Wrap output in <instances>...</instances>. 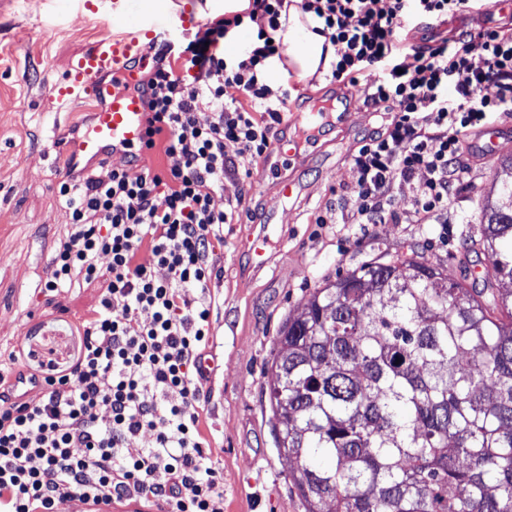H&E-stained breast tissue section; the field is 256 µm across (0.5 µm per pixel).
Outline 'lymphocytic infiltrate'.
I'll list each match as a JSON object with an SVG mask.
<instances>
[{
	"mask_svg": "<svg viewBox=\"0 0 512 512\" xmlns=\"http://www.w3.org/2000/svg\"><path fill=\"white\" fill-rule=\"evenodd\" d=\"M286 0H250L192 41L182 68L155 55L137 90L145 142L165 164L100 167L60 187L69 216L42 291H98L79 318L73 364L41 377L39 402L10 390L31 377L22 352L0 360V512H58L69 500L161 503L163 512H222L224 480L201 435L213 298L208 283L233 217L213 199L240 166L267 154L287 89L264 72L283 49ZM480 0H302L336 48V82H364L366 101L393 113L351 160L357 221L396 220L395 187L416 184L411 223L448 208L465 169L464 137L512 115V34L463 30L417 44L418 25L477 8ZM258 26L245 57L215 47L244 21ZM208 117H201V110ZM422 183H415L417 173ZM166 269L160 279L156 268ZM155 436L137 456L124 450Z\"/></svg>",
	"mask_w": 512,
	"mask_h": 512,
	"instance_id": "f902f5d3",
	"label": "lymphocytic infiltrate"
}]
</instances>
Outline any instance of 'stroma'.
<instances>
[{"mask_svg": "<svg viewBox=\"0 0 512 512\" xmlns=\"http://www.w3.org/2000/svg\"><path fill=\"white\" fill-rule=\"evenodd\" d=\"M159 4L186 12L194 25L170 32L174 54L215 21L224 0H136L138 8ZM111 0H0V354L23 349L33 371L68 366L81 340L73 321L95 304L96 293L81 289L46 303L40 288L68 222L59 190L67 177L61 151L67 135L84 125L94 105L71 107L57 99L70 59L108 33ZM462 28L512 29V10L498 0L481 9L421 28L416 38L438 41ZM292 112L324 107L336 98L344 116L328 122L320 137L300 142L288 124L278 126L266 156L225 180L218 208L235 206L224 227L220 277L211 279L215 300L207 352L214 361L200 411L199 429L224 478V512H305L288 461L279 454L274 420L264 393L265 371L278 351L282 326L302 311L316 289L380 258L424 257L448 279L460 277L467 260L480 277H491L484 254H464L466 236L480 227L479 204L499 187V154L512 152V116L503 118L498 155L470 159L448 203L444 223L411 224L415 185L396 187L398 221L361 229L354 224L360 201L352 190L350 161L363 142L387 122L386 113L364 101L361 86L323 77L315 86L283 79ZM264 174L263 190L253 187ZM298 184L281 196L283 180ZM345 199L344 221L322 224L337 199ZM269 224L268 263L251 266L242 249L257 225Z\"/></svg>", "mask_w": 512, "mask_h": 512, "instance_id": "35a3bbf8", "label": "stroma"}]
</instances>
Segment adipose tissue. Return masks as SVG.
<instances>
[{"label": "adipose tissue", "mask_w": 512, "mask_h": 512, "mask_svg": "<svg viewBox=\"0 0 512 512\" xmlns=\"http://www.w3.org/2000/svg\"><path fill=\"white\" fill-rule=\"evenodd\" d=\"M286 47L283 58L273 59L269 65L270 80L294 71L298 81L306 83L321 78L326 64L335 57V48L329 39L318 32L312 15L303 13L298 6H290L286 29L282 34Z\"/></svg>", "instance_id": "adipose-tissue-1"}]
</instances>
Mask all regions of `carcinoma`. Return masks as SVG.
<instances>
[{"mask_svg":"<svg viewBox=\"0 0 512 512\" xmlns=\"http://www.w3.org/2000/svg\"><path fill=\"white\" fill-rule=\"evenodd\" d=\"M466 287L415 258L317 289L278 336L265 393L306 512H512V155Z\"/></svg>","mask_w":512,"mask_h":512,"instance_id":"carcinoma-1","label":"carcinoma"}]
</instances>
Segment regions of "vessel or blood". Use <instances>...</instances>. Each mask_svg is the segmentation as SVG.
<instances>
[{"label": "vessel or blood", "instance_id": "obj_1", "mask_svg": "<svg viewBox=\"0 0 512 512\" xmlns=\"http://www.w3.org/2000/svg\"><path fill=\"white\" fill-rule=\"evenodd\" d=\"M186 21L182 13L153 18L135 15L128 0H113V33L71 59L68 83L58 90L59 98L95 103L86 128L73 141V156L95 159L124 154L143 140L142 101L135 90L138 66L149 57L159 37ZM467 148L483 157L496 150L497 138L491 128L484 127L471 134ZM267 245L268 237L262 232L245 241L247 256L256 267L266 265Z\"/></svg>", "mask_w": 512, "mask_h": 512}]
</instances>
